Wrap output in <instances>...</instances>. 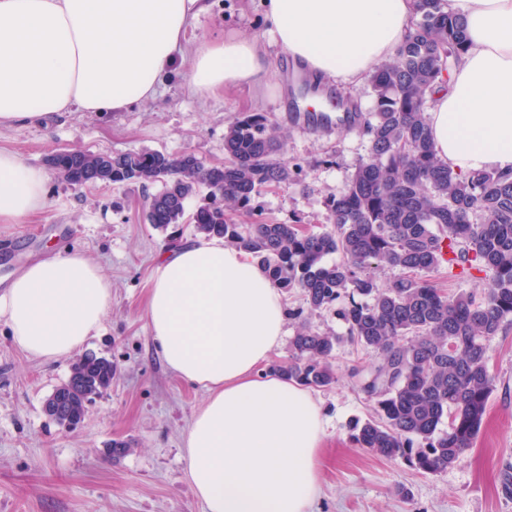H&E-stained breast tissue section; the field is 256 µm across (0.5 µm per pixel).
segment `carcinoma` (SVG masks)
I'll list each match as a JSON object with an SVG mask.
<instances>
[{
    "mask_svg": "<svg viewBox=\"0 0 512 512\" xmlns=\"http://www.w3.org/2000/svg\"><path fill=\"white\" fill-rule=\"evenodd\" d=\"M468 50L464 22L448 0H424L395 56L370 75L371 108L351 97L336 103L357 114L353 127L368 149L343 192L326 200L320 231L255 219L261 192L303 176L284 156V143L267 115L243 112L224 132V164L192 153L157 150L96 154L71 150L48 161L67 183L114 186L162 184L144 212L152 226L191 224L202 236L252 255L280 289L296 291L307 308L332 310L342 334L314 332L301 323L288 358L271 370L306 387L336 381L330 365L343 343L371 349L380 362L361 376L373 415L353 428V442L416 469L437 473L459 464L476 438L493 391L488 342L512 324V177L494 170L463 174L442 163L426 111L438 84L450 78ZM206 191L211 203L187 211ZM339 260L328 261L331 255ZM491 273L477 295L450 294L422 277ZM401 275L381 285L376 272ZM112 361L86 353L49 398L44 413L77 426L92 395L112 384Z\"/></svg>",
    "mask_w": 512,
    "mask_h": 512,
    "instance_id": "1",
    "label": "carcinoma"
}]
</instances>
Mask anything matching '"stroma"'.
I'll return each instance as SVG.
<instances>
[{
	"label": "stroma",
	"mask_w": 512,
	"mask_h": 512,
	"mask_svg": "<svg viewBox=\"0 0 512 512\" xmlns=\"http://www.w3.org/2000/svg\"><path fill=\"white\" fill-rule=\"evenodd\" d=\"M266 44L267 83L232 85L209 100L193 97L185 69L161 83L154 102L123 112H71L48 123L0 129V149L43 168L59 150L112 154L190 152L209 164L224 161V130L241 112L267 114L284 136L287 157L303 163L304 179L264 192L255 206L264 219L300 220L312 230L326 222L325 201L339 194L365 139L352 130L304 121L311 97L304 76L270 42L262 0H211L189 27L195 45L217 34ZM155 186L79 187L49 173L43 207L22 224H0V293L31 262L58 254L91 259L112 282V306L84 351L111 360L112 385L87 403L84 420L66 429L43 411L46 397L70 375L72 357L43 361L13 341L0 322V512H204L181 457L182 436L206 398L181 381L157 352L145 314L159 253L194 240L191 225L156 230L142 217ZM375 352L337 349L336 383L315 390L326 417L320 493L312 512H512V325L489 342L495 376L480 432L464 459L424 474L402 459H386L352 441L356 421L372 403L351 377L352 366L377 365ZM127 452L112 456L113 442Z\"/></svg>",
	"instance_id": "stroma-1"
}]
</instances>
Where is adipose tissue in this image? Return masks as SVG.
Here are the masks:
<instances>
[{
	"instance_id": "1",
	"label": "adipose tissue",
	"mask_w": 512,
	"mask_h": 512,
	"mask_svg": "<svg viewBox=\"0 0 512 512\" xmlns=\"http://www.w3.org/2000/svg\"><path fill=\"white\" fill-rule=\"evenodd\" d=\"M275 44L306 78L358 85L392 58L419 0H265ZM207 0H0V127L62 112H122L154 101L175 68L198 98L261 85L266 49L215 36L186 43ZM470 49L436 94L427 123L454 171L512 176V0H450ZM45 171L0 150V223L21 224L45 200ZM112 304L91 260L57 255L0 293V321L28 355L77 352ZM147 322L163 360L208 396L183 435V459L205 512H311L325 417L312 392L265 372L285 334L283 296L250 255L199 238L155 270Z\"/></svg>"
}]
</instances>
